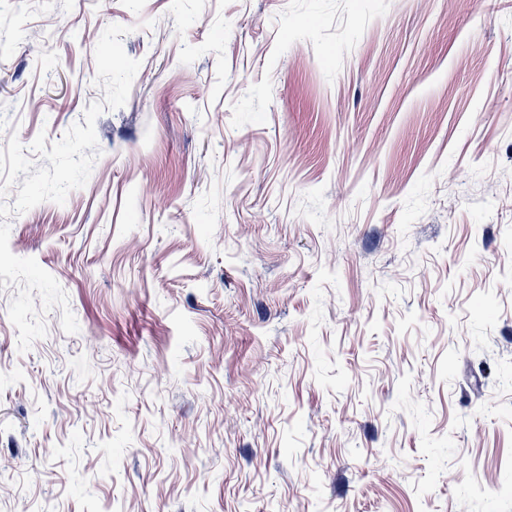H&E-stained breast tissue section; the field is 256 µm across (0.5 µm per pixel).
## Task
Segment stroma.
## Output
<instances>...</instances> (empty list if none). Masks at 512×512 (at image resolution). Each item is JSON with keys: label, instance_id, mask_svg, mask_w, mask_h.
Masks as SVG:
<instances>
[{"label": "stroma", "instance_id": "1", "mask_svg": "<svg viewBox=\"0 0 512 512\" xmlns=\"http://www.w3.org/2000/svg\"><path fill=\"white\" fill-rule=\"evenodd\" d=\"M0 512H512V0H0Z\"/></svg>", "mask_w": 512, "mask_h": 512}]
</instances>
